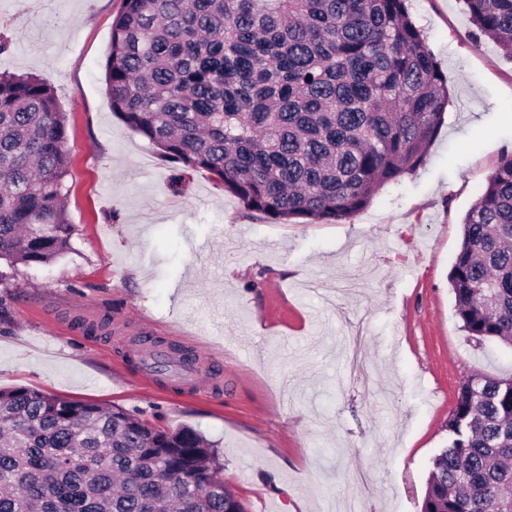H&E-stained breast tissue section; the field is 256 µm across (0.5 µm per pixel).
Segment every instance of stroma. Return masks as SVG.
Here are the masks:
<instances>
[{
  "label": "stroma",
  "mask_w": 512,
  "mask_h": 512,
  "mask_svg": "<svg viewBox=\"0 0 512 512\" xmlns=\"http://www.w3.org/2000/svg\"><path fill=\"white\" fill-rule=\"evenodd\" d=\"M448 82L426 162L338 222L275 224L115 115L121 0H0V71L55 91L70 157L69 250L0 284V389L140 409L214 446L246 512H421L463 378L512 375L475 347L448 280L463 219L512 153V59L463 0H407ZM105 331H97V324ZM197 354L202 396L142 375L140 329Z\"/></svg>",
  "instance_id": "35a3bbf8"
}]
</instances>
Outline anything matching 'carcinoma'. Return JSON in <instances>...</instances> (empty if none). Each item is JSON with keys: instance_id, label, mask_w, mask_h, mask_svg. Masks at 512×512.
Masks as SVG:
<instances>
[{"instance_id": "obj_1", "label": "carcinoma", "mask_w": 512, "mask_h": 512, "mask_svg": "<svg viewBox=\"0 0 512 512\" xmlns=\"http://www.w3.org/2000/svg\"><path fill=\"white\" fill-rule=\"evenodd\" d=\"M512 57V0H465ZM105 80L112 112L166 159L179 190L205 169L250 211L341 221L426 160L446 79L406 0H122ZM54 90L0 72V282L75 231ZM477 344L512 348V155L465 216L450 272ZM421 512L512 504V376L460 384ZM214 447L142 410L0 389V512H246Z\"/></svg>"}]
</instances>
